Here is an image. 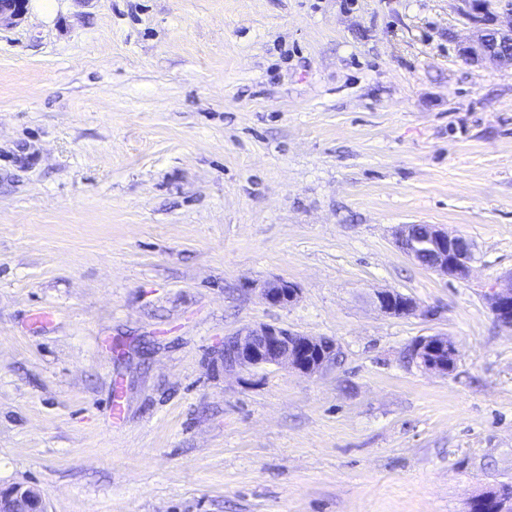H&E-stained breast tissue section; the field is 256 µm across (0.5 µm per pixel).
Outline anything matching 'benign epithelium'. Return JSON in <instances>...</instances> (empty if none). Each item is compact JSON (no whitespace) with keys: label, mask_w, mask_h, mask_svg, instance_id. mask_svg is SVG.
Segmentation results:
<instances>
[{"label":"benign epithelium","mask_w":512,"mask_h":512,"mask_svg":"<svg viewBox=\"0 0 512 512\" xmlns=\"http://www.w3.org/2000/svg\"><path fill=\"white\" fill-rule=\"evenodd\" d=\"M464 14L477 32L476 40L462 48L463 55L470 60L512 63V3L494 10L483 0H461ZM26 0H0V27L9 25L25 10ZM398 239L404 252L422 262L427 256L426 266L447 278L459 279L468 273L473 258L472 245L463 237L452 235L434 224H406L398 231ZM262 294L265 301L274 306H285L294 302L298 289L284 279L267 281ZM492 313L503 326L512 328V285L496 288L491 294ZM376 304L386 313L400 309L415 310V303L397 291H382L376 294ZM336 352V345L329 347L313 336L292 331L273 324L247 326L224 342V369L245 370L268 365H284L313 375L320 372ZM314 360H309V356ZM414 356L430 369L442 370L455 359L456 351L445 336L435 335L416 346ZM0 512H46L41 494L34 488L15 485L0 490Z\"/></svg>","instance_id":"7a95c632"}]
</instances>
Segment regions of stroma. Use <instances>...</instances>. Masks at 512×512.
I'll return each instance as SVG.
<instances>
[{
	"label": "stroma",
	"mask_w": 512,
	"mask_h": 512,
	"mask_svg": "<svg viewBox=\"0 0 512 512\" xmlns=\"http://www.w3.org/2000/svg\"><path fill=\"white\" fill-rule=\"evenodd\" d=\"M41 2L0 28V488L466 512L512 485V64L463 56L460 0ZM403 224L469 240L467 276ZM278 278L292 304L264 300ZM260 324L339 361L225 371ZM432 335L452 371L414 358ZM398 239L409 257L443 277L459 279L468 273L473 250L462 236L434 224H406L398 231ZM423 255L428 263H423ZM262 294L268 304L285 306L296 300L298 289L287 280L273 279L264 284ZM492 313L505 327L512 328V283L507 288H495L491 294ZM376 304L386 313L392 314L395 308L403 310L404 312H412L415 310V303L403 296L397 291H382L376 294Z\"/></svg>",
	"instance_id": "1"
}]
</instances>
